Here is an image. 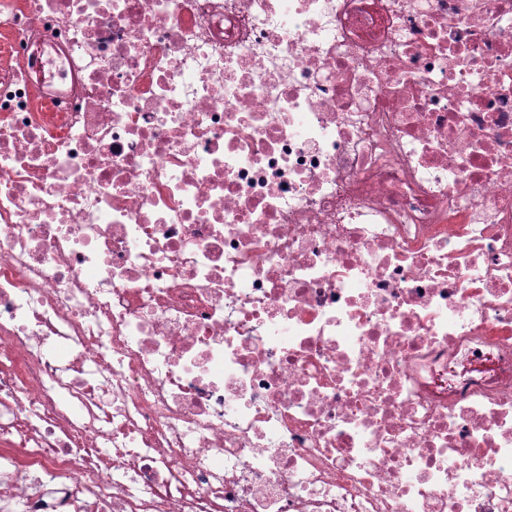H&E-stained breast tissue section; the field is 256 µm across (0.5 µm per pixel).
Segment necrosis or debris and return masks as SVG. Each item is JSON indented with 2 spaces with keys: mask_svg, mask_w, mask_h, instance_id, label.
I'll return each mask as SVG.
<instances>
[{
  "mask_svg": "<svg viewBox=\"0 0 512 512\" xmlns=\"http://www.w3.org/2000/svg\"><path fill=\"white\" fill-rule=\"evenodd\" d=\"M0 512H512V0H0Z\"/></svg>",
  "mask_w": 512,
  "mask_h": 512,
  "instance_id": "necrosis-or-debris-1",
  "label": "necrosis or debris"
}]
</instances>
